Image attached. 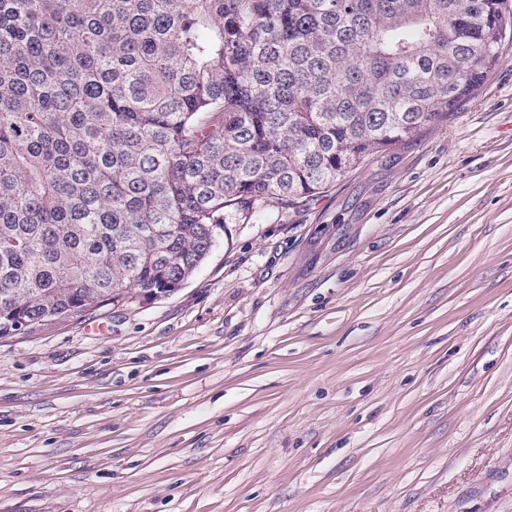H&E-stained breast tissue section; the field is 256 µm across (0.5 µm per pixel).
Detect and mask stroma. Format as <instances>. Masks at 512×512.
I'll list each match as a JSON object with an SVG mask.
<instances>
[{
	"mask_svg": "<svg viewBox=\"0 0 512 512\" xmlns=\"http://www.w3.org/2000/svg\"><path fill=\"white\" fill-rule=\"evenodd\" d=\"M0 512H512V45L175 293L0 340Z\"/></svg>",
	"mask_w": 512,
	"mask_h": 512,
	"instance_id": "stroma-1",
	"label": "stroma"
}]
</instances>
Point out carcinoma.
I'll use <instances>...</instances> for the list:
<instances>
[{"mask_svg":"<svg viewBox=\"0 0 512 512\" xmlns=\"http://www.w3.org/2000/svg\"><path fill=\"white\" fill-rule=\"evenodd\" d=\"M508 0H0V339L172 293L214 228L448 121Z\"/></svg>","mask_w":512,"mask_h":512,"instance_id":"1","label":"carcinoma"}]
</instances>
